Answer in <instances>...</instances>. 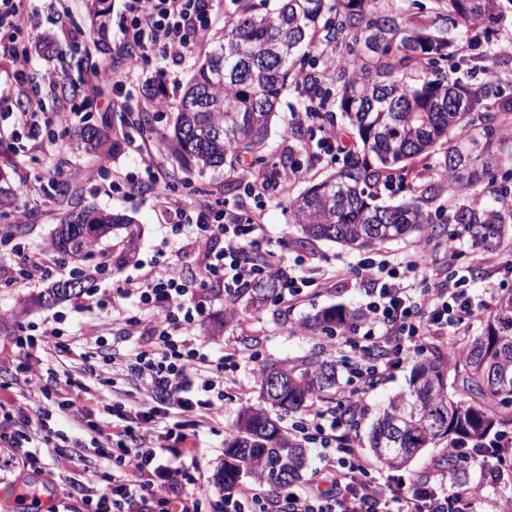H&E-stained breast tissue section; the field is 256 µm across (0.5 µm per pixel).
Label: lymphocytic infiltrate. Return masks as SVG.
<instances>
[{"mask_svg":"<svg viewBox=\"0 0 512 512\" xmlns=\"http://www.w3.org/2000/svg\"><path fill=\"white\" fill-rule=\"evenodd\" d=\"M125 20L119 28V44L128 62L126 69L108 72L113 89H124L132 76L152 59L181 62L207 37L212 0H124ZM13 68V84L0 92V104L15 102L20 125L28 139L39 142L48 120L42 98L26 84L25 56L14 46L0 42V60ZM173 231L183 228L200 235L223 236V253H200L198 263L206 274L221 276L224 289L247 287L263 273L281 270L283 255L267 250L264 264L252 256L259 244L262 226L254 214L227 215L220 198L176 197L167 209ZM365 277L388 272L390 280L370 290L365 324L353 335H342L340 343L351 353L352 387L333 410L310 405L298 421L300 433L310 443L327 450L325 466L318 473V486L289 491L284 497L263 500L252 489L239 490L224 502L225 512H469L465 489L449 484L448 473L434 467L424 480L390 476L380 486L370 468L354 454L352 423L365 410L364 396L383 381L390 370L425 352L429 336L463 340L471 318L482 309L465 291V279L448 281L427 257L426 248L407 254L396 263L365 258L359 265ZM191 290L173 268L153 269L141 279L117 289L110 301H97L107 319L123 324L124 333L137 335L142 315H149L150 330L145 349L112 369L114 376H133L159 404H173L185 412L209 413L219 409L214 392L224 384L223 365L212 364L195 333L197 306ZM60 331L45 323L40 336L18 337L20 355L13 381L18 389L44 394L60 385H71L70 373L46 375L45 357L64 352ZM49 411L26 402L8 408L0 400V474L13 463L9 449L21 442L47 449L67 447L66 438L55 435ZM162 422L130 406L114 424L111 435L118 444L112 450L116 473L101 482L97 470L88 468L72 478L70 486L86 512H200V500L189 486L194 479L184 469L187 458L199 448V435L187 422H176V443L160 446L155 436ZM512 459V429H501L479 441L471 456L477 471L505 470Z\"/></svg>","mask_w":512,"mask_h":512,"instance_id":"f902f5d3","label":"lymphocytic infiltrate"}]
</instances>
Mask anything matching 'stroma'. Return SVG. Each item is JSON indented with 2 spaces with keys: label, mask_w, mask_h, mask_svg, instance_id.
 <instances>
[{
  "label": "stroma",
  "mask_w": 512,
  "mask_h": 512,
  "mask_svg": "<svg viewBox=\"0 0 512 512\" xmlns=\"http://www.w3.org/2000/svg\"><path fill=\"white\" fill-rule=\"evenodd\" d=\"M111 26L91 55L75 52L67 31L61 30L53 0H29L28 10L36 14L37 25L15 39L17 49L27 51L30 73L48 67L64 70L63 90L42 89L44 110L56 112L62 93L68 92L85 101L83 112L72 116L67 127H51L53 139L68 142L81 128L89 124H108L112 132H125L120 147L109 157L112 169L126 172L135 168L140 153L153 150L152 131L172 125L181 105L183 92L193 72L205 61L212 44L204 42L184 63L169 68L166 78H158L154 66H146L132 78L124 91L112 88L95 91L96 72L120 65L116 52L119 26L122 22V0H108ZM160 84L164 106L153 111L152 124L143 128L135 123L136 114L143 112V100L153 84ZM298 86L290 84L279 99L276 116L271 124L265 152L270 163L288 161L303 169L300 177L287 184L267 188L263 196L251 194L239 179V168L222 166L198 171L189 168L171 151H164L159 172L160 190L131 191L111 196L98 191L86 178L89 169L97 167L101 158L96 154L77 151L51 150L49 144H34L20 139H8L0 144V185L8 187L7 204L0 211L13 213L16 205L26 204L27 228L24 234L0 243V386L12 384V357L16 353L15 338L20 333L39 334L46 321L59 319L67 336L69 351L53 358L54 368L79 373L80 352L94 344V328L101 323V312L92 307L93 298L111 296L113 288L123 281L139 280L147 271L170 265L182 279L196 289L195 299L201 315L196 327L199 339L209 348L212 360L223 361L230 368L231 380L224 387V404L219 414L200 424L205 447L196 459L188 462L195 476L194 490L201 500L202 512H224V490L220 473L224 467V441L236 429L242 412L258 403L262 367L270 362L288 365L298 363L310 354L335 361L340 385H347L351 362L347 351L337 348L335 337L323 334L311 336L303 331L304 322L318 311L341 307L350 312L364 309L365 295L357 273L361 253L348 251L330 240L304 241L300 229L291 222L288 209L290 198L298 196L311 185L325 179L336 166V156L325 153L322 133L317 124L296 125L294 115L302 111ZM58 172L47 180L48 169ZM45 180L42 193L24 195L23 184L34 178ZM73 190L76 200L112 213L128 216L139 233L135 257L126 263L118 261L111 241L99 243L88 259L76 262L60 256L53 240L66 205L62 193ZM206 195L223 198L226 207L249 213H260L265 238L273 240L287 258L284 273L306 275L314 286L304 289L295 301L283 304L270 302L256 308L238 301L240 320L225 322L227 304L224 287L217 281L202 282L196 263L198 253L223 251L220 237H193L191 232L173 235L166 222L170 193ZM47 260L51 271L43 279L24 283L15 256L16 249ZM512 261V239H505L499 249L490 253L463 250L460 260L448 267L449 277L469 279L468 293L482 294L483 274L492 265L502 271L497 276L499 293L512 291V273L506 266ZM87 268L95 275L79 297L44 307L35 304V296L59 280ZM413 370L404 363L392 371L377 388L365 397L367 410L354 423L357 436L354 447L366 461H374L369 447V433L380 410L389 398L406 391ZM24 449H15L17 459L10 471L0 478V489L9 485L32 483L44 494L45 506L63 502L71 512H80L78 497L72 496L68 479L53 461H46L43 471L19 464ZM465 477L476 495L477 512H486L489 500H496L498 512H512V476L495 481L467 470Z\"/></svg>",
  "instance_id": "35a3bbf8"
}]
</instances>
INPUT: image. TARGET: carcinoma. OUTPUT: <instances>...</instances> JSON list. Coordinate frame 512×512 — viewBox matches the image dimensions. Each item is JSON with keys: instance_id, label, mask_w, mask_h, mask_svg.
<instances>
[{"instance_id": "1", "label": "carcinoma", "mask_w": 512, "mask_h": 512, "mask_svg": "<svg viewBox=\"0 0 512 512\" xmlns=\"http://www.w3.org/2000/svg\"><path fill=\"white\" fill-rule=\"evenodd\" d=\"M89 32L109 27L107 0H84ZM224 32L212 38L214 50L195 72L181 101L173 134L164 138L180 160L198 168L233 165L245 155L267 168L262 147L288 80L300 82L305 111L326 133L342 135L344 124L361 147L342 151L341 163L326 179L289 202L293 223L307 239L333 240L350 250H367L413 233L440 237L445 224H457L474 251H492L512 233V187L498 181L512 163V95L494 73L485 82L452 77L440 65L457 39L476 48L495 25L512 14V0H434L432 14L407 13L406 0H279L272 11L257 12L249 0H231ZM483 53L459 59L453 72L488 69ZM447 145L434 166L415 163ZM76 150L109 153L107 126L85 127ZM407 185L410 199L400 205L377 200L395 185ZM448 196V208L438 201ZM127 230L120 241L130 254L136 233L130 220L90 206H73L60 220L55 248L80 257L90 247ZM75 288L60 283L40 293L37 304L76 297L85 275H73ZM277 279L266 277L227 297L228 312L246 297L253 305L277 298ZM352 315L341 308L316 314L309 331L347 326ZM453 383L467 398L448 392ZM282 378L277 395L265 392L268 376ZM334 365L311 358L299 366H263L261 404L245 411L237 433L224 441L220 481L231 490L241 477L285 488L296 482L306 450L267 411L297 413L336 388ZM512 423V292L501 296L484 317L481 333L447 362L418 361L408 391L389 400L370 437V447L387 467H402L420 451L454 435L478 440Z\"/></svg>"}]
</instances>
